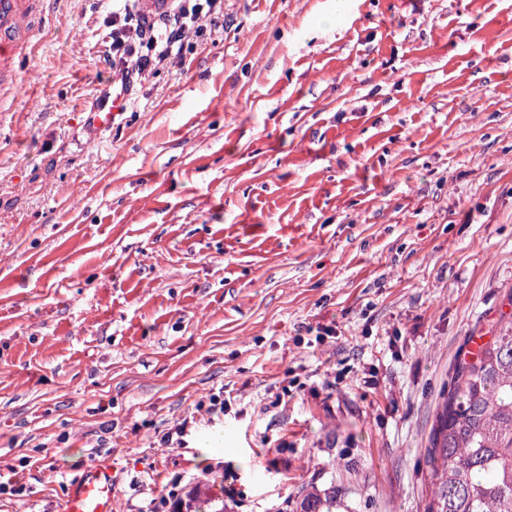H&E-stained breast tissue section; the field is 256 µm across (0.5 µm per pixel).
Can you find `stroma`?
I'll use <instances>...</instances> for the list:
<instances>
[{"label": "stroma", "mask_w": 512, "mask_h": 512, "mask_svg": "<svg viewBox=\"0 0 512 512\" xmlns=\"http://www.w3.org/2000/svg\"><path fill=\"white\" fill-rule=\"evenodd\" d=\"M111 35L55 0L0 112V512L106 459L114 512H425L453 366L512 313V0H224L99 132ZM304 487H301L298 491H296L295 497L297 498V512H331L320 511V508L326 507L327 509L331 508L333 504L336 505V493H326L324 499L321 497L320 493L317 492H306ZM299 508V510H298ZM221 503V505H220ZM209 509V510H208ZM224 498L212 490L193 489L177 512H224Z\"/></svg>", "instance_id": "obj_1"}]
</instances>
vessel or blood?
Returning <instances> with one entry per match:
<instances>
[{
	"label": "vessel or blood",
	"instance_id": "vessel-or-blood-1",
	"mask_svg": "<svg viewBox=\"0 0 512 512\" xmlns=\"http://www.w3.org/2000/svg\"><path fill=\"white\" fill-rule=\"evenodd\" d=\"M54 0H0V75H12L15 63L31 58L37 30ZM125 107V96L109 94L89 115L99 128L111 127ZM112 463L104 460L85 468L68 488L62 512H113Z\"/></svg>",
	"mask_w": 512,
	"mask_h": 512
}]
</instances>
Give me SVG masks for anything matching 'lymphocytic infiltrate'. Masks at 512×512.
I'll list each match as a JSON object with an SVG mask.
<instances>
[{
	"mask_svg": "<svg viewBox=\"0 0 512 512\" xmlns=\"http://www.w3.org/2000/svg\"><path fill=\"white\" fill-rule=\"evenodd\" d=\"M140 0H112V44L105 56L122 89L181 60L189 41L224 18V0H171L164 10L141 9Z\"/></svg>",
	"mask_w": 512,
	"mask_h": 512,
	"instance_id": "f902f5d3",
	"label": "lymphocytic infiltrate"
}]
</instances>
